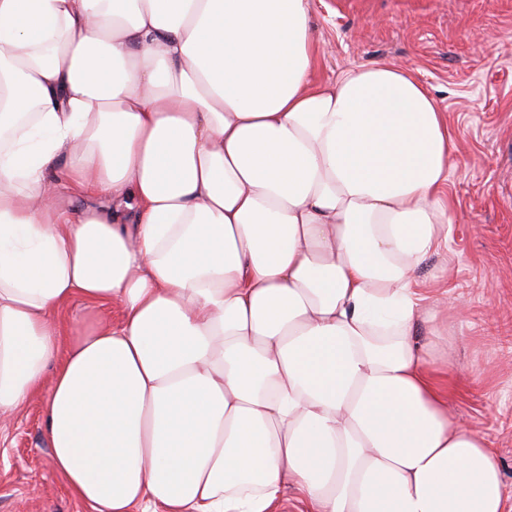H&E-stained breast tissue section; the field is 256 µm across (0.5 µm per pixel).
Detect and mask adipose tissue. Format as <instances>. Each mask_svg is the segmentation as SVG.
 I'll list each match as a JSON object with an SVG mask.
<instances>
[{
  "label": "adipose tissue",
  "mask_w": 512,
  "mask_h": 512,
  "mask_svg": "<svg viewBox=\"0 0 512 512\" xmlns=\"http://www.w3.org/2000/svg\"><path fill=\"white\" fill-rule=\"evenodd\" d=\"M314 69L310 0H0V415L44 391L94 512H505L420 276L454 132L407 69ZM77 296L122 317L63 353Z\"/></svg>",
  "instance_id": "ef3b65f1"
}]
</instances>
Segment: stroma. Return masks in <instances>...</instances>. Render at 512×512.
Instances as JSON below:
<instances>
[{
	"label": "stroma",
	"mask_w": 512,
	"mask_h": 512,
	"mask_svg": "<svg viewBox=\"0 0 512 512\" xmlns=\"http://www.w3.org/2000/svg\"><path fill=\"white\" fill-rule=\"evenodd\" d=\"M314 78L390 63L412 71L455 132L448 189V363L453 415L489 441L512 502V0H310ZM119 305L79 297L61 311L65 336ZM0 512H90L54 470L44 399L0 420Z\"/></svg>",
	"instance_id": "obj_1"
}]
</instances>
